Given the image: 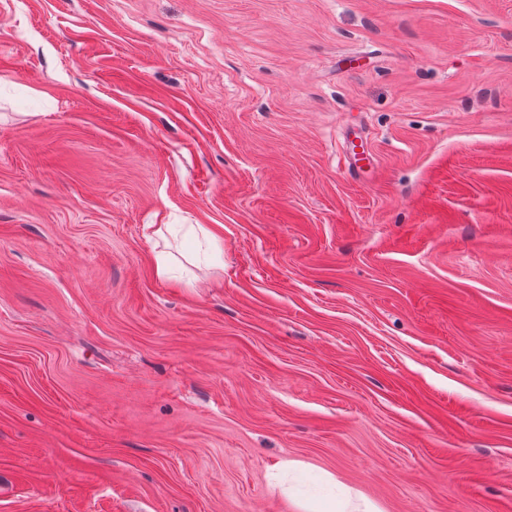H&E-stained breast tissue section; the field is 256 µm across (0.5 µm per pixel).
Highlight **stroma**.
<instances>
[{
  "label": "stroma",
  "instance_id": "obj_1",
  "mask_svg": "<svg viewBox=\"0 0 512 512\" xmlns=\"http://www.w3.org/2000/svg\"><path fill=\"white\" fill-rule=\"evenodd\" d=\"M348 492L512 512V0H0V512Z\"/></svg>",
  "mask_w": 512,
  "mask_h": 512
}]
</instances>
